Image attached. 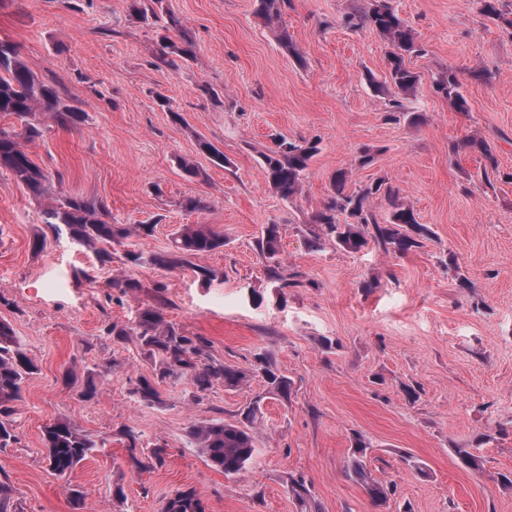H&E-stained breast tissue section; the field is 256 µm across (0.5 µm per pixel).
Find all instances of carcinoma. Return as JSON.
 Wrapping results in <instances>:
<instances>
[{
    "instance_id": "1",
    "label": "carcinoma",
    "mask_w": 512,
    "mask_h": 512,
    "mask_svg": "<svg viewBox=\"0 0 512 512\" xmlns=\"http://www.w3.org/2000/svg\"><path fill=\"white\" fill-rule=\"evenodd\" d=\"M255 12L269 23L281 20L290 0H255ZM481 12L494 21H502L512 28V3L507 0H480ZM159 0H132L131 9L140 18L157 16L155 5ZM345 23L352 29L369 26L376 30L391 46L389 52V84L395 93L409 95L416 91L420 75L409 68L406 57L422 55L424 45L414 30L390 6L389 0H371L370 7L350 14ZM164 29L180 33V41L169 36L161 38L156 52V66L179 68V62L194 55L193 42L184 35L182 20L173 13L166 15ZM435 89L449 100L456 109L467 111L462 92V82L453 70L443 73ZM47 115L55 125L71 129L86 121V112L79 106L63 100L57 89L44 83L29 70L20 56V49L9 41L0 40V115H13L21 121L20 128L0 126V170L11 173L36 197L45 192L48 180L46 171L25 151L23 143L32 142L43 135L41 125L30 121L36 113ZM476 151L485 160L483 166L486 182L490 175L499 174L498 161L492 147L485 139L467 137L462 144L452 146L456 153L460 147ZM319 142L279 137L274 144L260 152L266 179L283 199L299 195L311 159L319 152ZM345 170L340 169L330 180V192L322 205L309 218L307 233L313 248L321 250L327 244H336L352 251H359L374 244L386 253L405 255L432 237L431 229L418 222L413 209L404 205L398 192L389 183L376 179L354 190L347 187ZM375 198L386 201L389 217L379 220L371 203ZM43 223L55 234L67 233L68 237L83 246L96 250L99 260L112 262V251L97 245L121 246L129 237L149 235L152 224H114L107 206L82 196L65 195L55 199L44 209ZM280 245L279 226L269 224L256 241V249L269 260L267 274L278 288L300 287L303 281L283 275L277 258ZM224 247V234L208 224H185L172 238L171 247L156 252L145 259L142 255L125 251L124 264L147 263L167 271L191 268L198 277L209 281L215 277L213 270L195 263V260ZM106 287L120 298L138 297L144 290L143 283L130 276L114 275ZM167 300L155 291L154 302L137 309L135 320L127 323L112 322L105 327L106 334L119 342L134 341L141 353L154 364L153 378L142 376L132 390L139 402L145 405L162 403L157 383L180 378L189 379L196 390V400L209 392L214 385L238 388L251 375L259 373L269 394L288 393V378L282 375L272 360L254 355L248 368L228 365L213 358L210 342L203 336H188L176 324L165 319ZM38 370L37 363L17 341L9 323L0 321V447L19 443L12 429L15 422V404L22 398L23 384L27 377ZM263 395L239 413L235 423L224 421L195 422L188 427V435L210 465L224 475L244 472L256 452L251 425L261 412ZM119 440L126 449L127 463L139 472L151 469L165 460L166 451L156 446L144 450L140 435L130 428L118 431ZM44 445L49 467L64 476L87 459L106 440L99 442L83 433L67 419L57 420L45 427ZM370 444L358 434L346 462V473L364 489L371 503L381 507L388 503L395 486L385 484L372 476L368 466ZM289 492L299 501H306L310 489L303 476H288ZM169 512H205L202 499L195 489L176 491L169 499ZM0 512H18L15 490L10 481L0 477Z\"/></svg>"
}]
</instances>
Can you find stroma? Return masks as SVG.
I'll return each mask as SVG.
<instances>
[{
    "mask_svg": "<svg viewBox=\"0 0 512 512\" xmlns=\"http://www.w3.org/2000/svg\"><path fill=\"white\" fill-rule=\"evenodd\" d=\"M368 3L291 0L282 23L296 60L254 0H162L195 44L173 71L154 65L162 27L132 15L129 0H0V39L87 114L71 130L43 119L42 137L26 146L48 172L51 196L97 199L113 223L155 227L100 265L92 250L50 235L46 199L0 172V320L38 365L17 404L20 441L0 448L20 512H71L73 487L84 493L80 512H159L186 488L206 512H376L345 473L358 433L371 443L373 477L396 486L383 512H512V489L500 483L512 472V29L484 17L478 0H392L426 49L407 60L418 88L396 98L377 89L388 44L344 23ZM451 68L462 78L463 113L434 90ZM476 68L488 79L473 78ZM395 106L402 116L392 120ZM471 134L494 149L493 185L479 179V153L451 151ZM276 135L320 141L291 200L272 190L260 164ZM204 142L224 152L227 167L210 163ZM366 149L376 161L362 167ZM184 158L201 177L185 176ZM339 169L352 189L386 179L433 237L404 256L373 246L311 250L306 224ZM190 196L206 209L185 211ZM185 224L224 234L223 250L201 260L216 273L211 281L188 268L122 264L127 248L146 257L166 250ZM269 224L279 227L284 275L300 274L307 287L282 295L268 280L255 242ZM40 236L47 244L37 250ZM451 255L458 271L445 266ZM80 270L97 284L78 280ZM120 272L145 285L139 299H108L105 282ZM156 286L170 302L167 320L208 339L214 358L245 367L268 353L288 378L287 395H265L256 377L237 389L215 385L199 402L183 378L159 384L162 404H140L132 390L153 364L105 327L133 319ZM71 367L95 377L97 399L65 383ZM259 394L258 451L244 473L224 475L189 444L187 428L235 421ZM59 419L106 442L63 477L43 444L45 426ZM125 426L144 447L164 446V464L131 470L117 435ZM469 446L480 468L455 458ZM292 474L310 484L307 503L289 493ZM117 483L127 496L119 505Z\"/></svg>",
    "mask_w": 512,
    "mask_h": 512,
    "instance_id": "35a3bbf8",
    "label": "stroma"
}]
</instances>
